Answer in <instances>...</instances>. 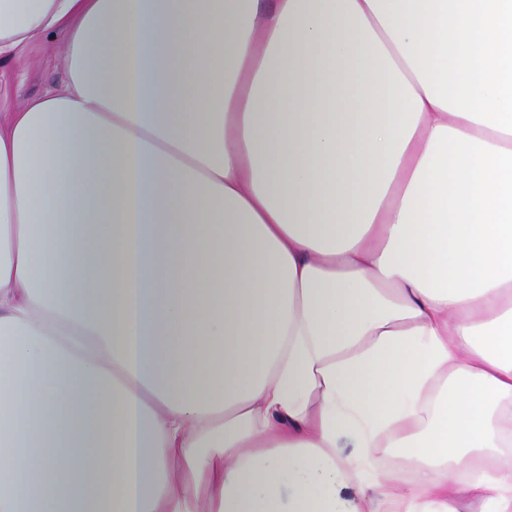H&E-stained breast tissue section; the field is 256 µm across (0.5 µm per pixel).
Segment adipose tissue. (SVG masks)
Returning <instances> with one entry per match:
<instances>
[{
	"instance_id": "ef3b65f1",
	"label": "adipose tissue",
	"mask_w": 512,
	"mask_h": 512,
	"mask_svg": "<svg viewBox=\"0 0 512 512\" xmlns=\"http://www.w3.org/2000/svg\"><path fill=\"white\" fill-rule=\"evenodd\" d=\"M0 512H512V0H0ZM66 38L63 30H51L0 57L1 114L15 112L35 98L65 89L69 74L60 49Z\"/></svg>"
}]
</instances>
